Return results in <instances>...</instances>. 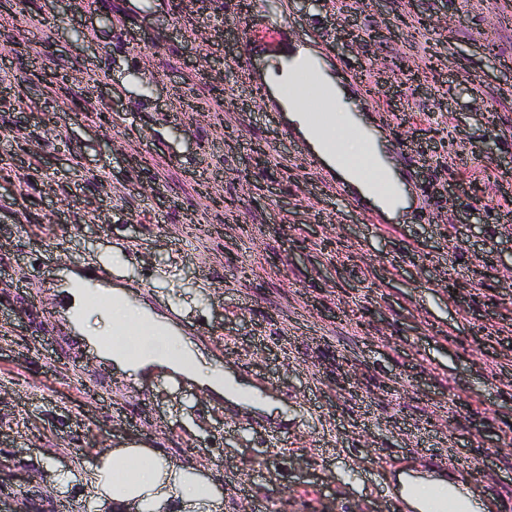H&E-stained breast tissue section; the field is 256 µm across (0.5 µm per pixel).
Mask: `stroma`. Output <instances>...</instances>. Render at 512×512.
Returning a JSON list of instances; mask_svg holds the SVG:
<instances>
[{
	"label": "stroma",
	"mask_w": 512,
	"mask_h": 512,
	"mask_svg": "<svg viewBox=\"0 0 512 512\" xmlns=\"http://www.w3.org/2000/svg\"><path fill=\"white\" fill-rule=\"evenodd\" d=\"M267 22L411 147L394 223L331 194L225 56L227 28ZM2 71L0 512H87L44 460L134 440L217 466L224 512H395L389 476H431L444 438L456 480L512 499V0H0ZM100 98L109 123L82 118ZM55 253L177 310L271 410L133 386L62 326Z\"/></svg>",
	"instance_id": "obj_1"
}]
</instances>
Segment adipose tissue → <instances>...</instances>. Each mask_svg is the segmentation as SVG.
Returning a JSON list of instances; mask_svg holds the SVG:
<instances>
[{"label":"adipose tissue","mask_w":512,"mask_h":512,"mask_svg":"<svg viewBox=\"0 0 512 512\" xmlns=\"http://www.w3.org/2000/svg\"><path fill=\"white\" fill-rule=\"evenodd\" d=\"M318 79L327 96L326 111L332 114V124L316 128L304 103L288 106V118L295 123L323 161L360 193H368L367 184L353 169L346 167V159L377 150L376 142L355 131V117L346 102V94L336 79L325 69L318 68ZM352 130V148L338 149L327 154L323 146L337 131ZM73 312L67 317L74 331L95 347L101 359L112 361L123 369L133 384H140L151 370L168 369L210 391L223 394L225 401L241 406L269 402V395L252 393L250 385L225 371L222 364L199 358L193 352L187 337L178 332L159 336L143 326L146 311L143 304L131 301L124 288L114 287L111 296L98 308L105 321L103 330H92L88 325L91 312L81 296H74ZM121 332L119 348L106 347L105 341L114 332ZM60 488L83 484L88 493L90 512H224V501L211 474L188 468L160 455L159 451L142 444L131 443L103 451L94 466L73 468L56 475ZM401 493L413 512H481L483 505L472 490H453L451 502L436 499L439 481L414 478L402 473L398 476Z\"/></svg>","instance_id":"1"}]
</instances>
